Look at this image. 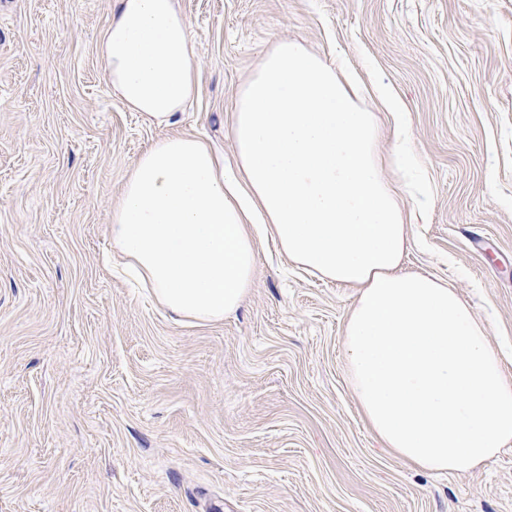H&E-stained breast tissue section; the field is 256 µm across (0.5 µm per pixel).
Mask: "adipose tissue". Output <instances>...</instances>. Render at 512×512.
<instances>
[{
    "instance_id": "obj_1",
    "label": "adipose tissue",
    "mask_w": 512,
    "mask_h": 512,
    "mask_svg": "<svg viewBox=\"0 0 512 512\" xmlns=\"http://www.w3.org/2000/svg\"><path fill=\"white\" fill-rule=\"evenodd\" d=\"M131 111L167 124L197 87L178 0H120L98 44ZM296 44L275 46L244 84L225 163L192 134L154 143L112 208L114 250L155 299L223 320L254 285L257 239L293 264L357 288L342 347L369 431L400 462L466 472L512 446V375L446 282L401 271L404 211L383 177L374 113Z\"/></svg>"
}]
</instances>
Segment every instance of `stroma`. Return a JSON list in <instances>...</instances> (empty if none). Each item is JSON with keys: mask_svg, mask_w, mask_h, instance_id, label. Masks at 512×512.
Listing matches in <instances>:
<instances>
[{"mask_svg": "<svg viewBox=\"0 0 512 512\" xmlns=\"http://www.w3.org/2000/svg\"><path fill=\"white\" fill-rule=\"evenodd\" d=\"M178 3L199 80L158 125L105 77L119 0H0V512H512V447L437 476L372 436L341 349L356 288L262 239L245 303L195 324L110 236L138 158L191 133L232 159L245 81L297 43L366 88L404 270L448 281L512 374V0Z\"/></svg>", "mask_w": 512, "mask_h": 512, "instance_id": "obj_1", "label": "stroma"}]
</instances>
